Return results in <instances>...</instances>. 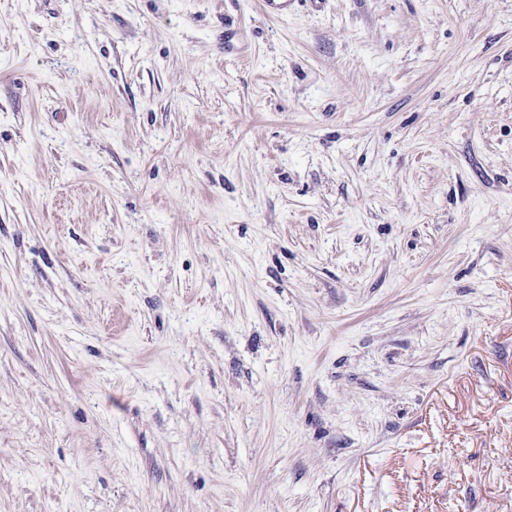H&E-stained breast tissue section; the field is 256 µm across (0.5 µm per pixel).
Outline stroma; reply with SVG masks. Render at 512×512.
<instances>
[{
	"label": "stroma",
	"instance_id": "stroma-1",
	"mask_svg": "<svg viewBox=\"0 0 512 512\" xmlns=\"http://www.w3.org/2000/svg\"><path fill=\"white\" fill-rule=\"evenodd\" d=\"M0 512H512V0H0Z\"/></svg>",
	"mask_w": 512,
	"mask_h": 512
}]
</instances>
